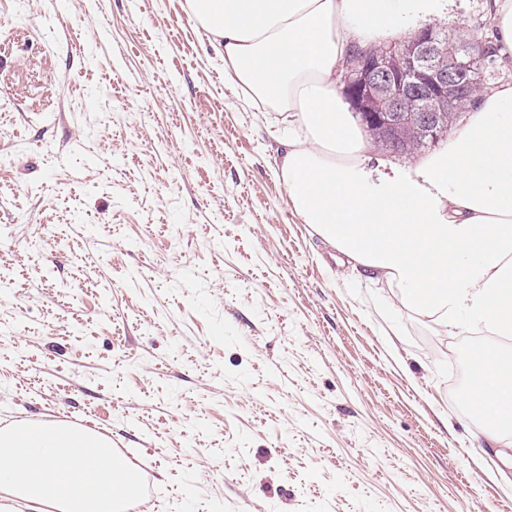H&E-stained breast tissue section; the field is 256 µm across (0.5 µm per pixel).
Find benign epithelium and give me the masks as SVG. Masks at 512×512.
<instances>
[{
  "label": "benign epithelium",
  "instance_id": "7a95c632",
  "mask_svg": "<svg viewBox=\"0 0 512 512\" xmlns=\"http://www.w3.org/2000/svg\"><path fill=\"white\" fill-rule=\"evenodd\" d=\"M485 55L471 38H441L427 25L396 44L352 51L341 82L367 130L396 148L408 133L435 140L455 123L459 113L448 108L471 98Z\"/></svg>",
  "mask_w": 512,
  "mask_h": 512
}]
</instances>
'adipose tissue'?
I'll return each instance as SVG.
<instances>
[{
	"label": "adipose tissue",
	"mask_w": 512,
	"mask_h": 512,
	"mask_svg": "<svg viewBox=\"0 0 512 512\" xmlns=\"http://www.w3.org/2000/svg\"><path fill=\"white\" fill-rule=\"evenodd\" d=\"M456 0H186L224 50V72L277 112L280 174L294 213L397 290L402 305L456 334L512 335V84L481 92L446 145L412 175L367 178L371 140L343 100L338 70L357 45L455 17ZM492 45L512 59V0H485ZM512 354L482 351L472 397L489 431L512 426Z\"/></svg>",
	"instance_id": "obj_1"
}]
</instances>
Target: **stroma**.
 I'll return each mask as SVG.
<instances>
[{
    "label": "stroma",
    "instance_id": "1",
    "mask_svg": "<svg viewBox=\"0 0 512 512\" xmlns=\"http://www.w3.org/2000/svg\"><path fill=\"white\" fill-rule=\"evenodd\" d=\"M186 0H0V424L66 420L148 512H512L451 336L294 213L283 127Z\"/></svg>",
    "mask_w": 512,
    "mask_h": 512
}]
</instances>
